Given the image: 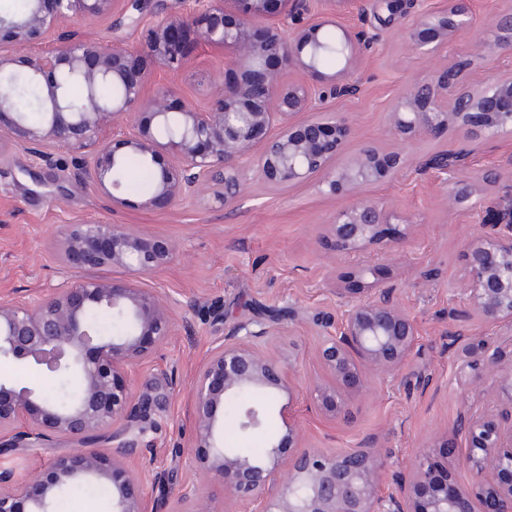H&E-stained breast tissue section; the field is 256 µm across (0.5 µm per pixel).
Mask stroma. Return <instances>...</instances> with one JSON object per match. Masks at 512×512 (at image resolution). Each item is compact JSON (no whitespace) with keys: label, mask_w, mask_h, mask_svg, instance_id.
I'll use <instances>...</instances> for the list:
<instances>
[{"label":"stroma","mask_w":512,"mask_h":512,"mask_svg":"<svg viewBox=\"0 0 512 512\" xmlns=\"http://www.w3.org/2000/svg\"><path fill=\"white\" fill-rule=\"evenodd\" d=\"M442 0H402L396 11L366 8L344 16L343 24L362 35L366 48L352 77L357 95L327 101L328 110L344 113L352 135L337 165H344L363 147L396 150L389 137L386 114L408 84L459 56L473 57L471 84L484 79L486 68L475 56L473 34H461L440 58L415 51L406 31L433 12ZM192 0H147L135 10L131 0H116L109 14L58 23L45 43L53 48L75 40L140 47L143 27L189 12ZM224 78V53L192 51L178 74L155 71L154 86L173 87L171 107L190 100L205 106L216 82ZM44 164L21 147L0 145V300L33 298L60 283L67 272L57 260L56 233L65 224H132L149 235L169 239L173 261L148 276L177 303L172 336L132 380L137 398H170L164 408L148 410L154 446L145 450L149 472L169 473L160 494L168 512L178 505L180 487L190 475L189 446L193 432L191 384L215 341L238 324L291 308L294 320L273 326L258 339L260 349L279 358L297 377L291 393H277L275 404L288 408L309 448L345 450L372 442L381 462V489L396 490L420 450L438 452L446 439L465 450L464 436H452L463 413H494L506 395L483 397L460 388L455 380L461 347L450 337L458 331L485 341L502 352L503 369L512 368V326H486L474 316L451 320L465 311V251L480 233L482 211L512 191V138L475 146L460 178L435 170L420 174L405 169L396 178L363 189L324 197L321 175L288 190L253 181L232 206L212 195L165 209H146L138 173L131 188L122 190L125 203L112 198L80 174L81 157L62 145L52 147ZM497 181H483L487 171ZM472 184L467 200L455 207L444 202L456 180ZM377 199L397 213L385 247L361 255L338 253L331 235L336 210L357 196ZM388 288L399 306L417 324L418 342L400 371H371L362 390H344L342 408L329 417L317 407V386L329 376L319 355L320 337L314 316H340L346 303L364 299L370 289ZM66 440L41 448H18L9 460L18 480L37 476L57 455L69 450Z\"/></svg>","instance_id":"1"}]
</instances>
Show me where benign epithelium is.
<instances>
[{
    "label": "benign epithelium",
    "instance_id": "7a95c632",
    "mask_svg": "<svg viewBox=\"0 0 512 512\" xmlns=\"http://www.w3.org/2000/svg\"><path fill=\"white\" fill-rule=\"evenodd\" d=\"M312 0H195L187 14L170 16L142 33L143 50L162 71H178L190 47H220L224 63L236 70L217 87L210 104L173 111L166 92L150 91L152 74L139 66L140 54L119 45L72 42L24 61L31 82L43 73L56 76L44 98L45 120L32 124L13 88L0 85V140L37 150L64 145L82 154V173L103 190L119 196L117 165L130 154L159 166L143 206L163 209L206 192L230 206L244 193L249 172L269 187L286 190L323 174L320 193L388 181L410 166L421 172L458 174L467 164L465 148L412 158L401 151L364 148L343 166L333 165L351 135L348 122L327 111L325 101L353 96L358 86L349 71L360 59L361 37L339 27L345 67L333 74L319 69L316 52L325 28L360 7L361 0H320L324 19L298 24ZM30 0L22 16L1 19L10 39L35 42L65 19L92 18L111 10L114 0ZM474 27L471 0L448 5L419 20L409 31L411 46L436 53L459 33ZM479 55L486 58L484 80L463 87L470 59L459 58L427 78L412 82L388 112L389 136L403 147L457 130L465 143L512 135V9L494 13L480 31ZM300 70L304 82H285L284 71ZM86 92L78 107L69 88ZM112 89V99L98 97ZM302 112L312 118L297 122ZM112 126V137L101 131ZM399 219L382 203L365 197L336 211L332 234L336 251L355 254L380 241L384 226ZM175 248L166 238L147 236L130 224H73L60 236L59 261L66 268H121L125 280H64L36 299L0 302V359L17 364L47 363L69 377L75 400L66 409L30 387L0 379V433L5 448H37L55 438L79 447L54 458L47 471L22 485L13 472L0 470V512H55L69 485L93 481L109 491V512H148L144 481L134 456L143 445L142 417L147 403L135 401L132 377L171 335L174 304L145 278L167 266ZM468 306L486 324L512 326V192L485 207L481 232L466 253ZM92 308L112 311L130 323L127 332L90 334L84 317ZM324 336L319 357L334 388L318 390L320 410L336 413L337 389L361 388L365 370H399L414 350L418 329L411 317L382 288L365 300L350 302L337 320L317 316ZM245 337L215 342L192 385L194 433L190 448L194 477L183 484L181 500L195 504L188 512H223L202 487L217 481L246 512H512V374L500 375V360L480 344L467 343L460 360L463 387L490 396L508 391V404L489 416L467 414L456 433L468 448L460 462L473 473L459 486L449 473H437L430 454L421 451L400 477L399 494L381 491L375 449L367 444L328 453L301 446L288 412L279 410L286 433L255 460L224 449L225 421L217 412L235 395L256 390L267 394L292 389L284 364L249 346L270 333L264 323ZM269 418L266 407L245 405L235 418L238 432L250 434ZM112 430L111 450L86 448L92 438ZM293 448L284 456L285 447Z\"/></svg>",
    "mask_w": 512,
    "mask_h": 512
}]
</instances>
